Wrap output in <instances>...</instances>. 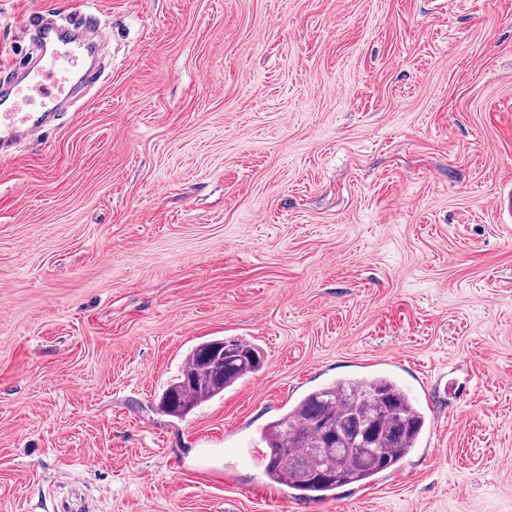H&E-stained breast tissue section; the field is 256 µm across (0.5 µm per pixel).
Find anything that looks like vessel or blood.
<instances>
[{"label":"vessel or blood","mask_w":512,"mask_h":512,"mask_svg":"<svg viewBox=\"0 0 512 512\" xmlns=\"http://www.w3.org/2000/svg\"><path fill=\"white\" fill-rule=\"evenodd\" d=\"M39 54L11 66V88L0 96V158L21 140L30 141L47 130L63 101L95 85L101 72L92 65L96 45L90 34L99 32L97 16L82 6L70 10L69 24L52 25L38 18L32 23Z\"/></svg>","instance_id":"obj_1"}]
</instances>
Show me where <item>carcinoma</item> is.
<instances>
[{
  "label": "carcinoma",
  "instance_id": "obj_1",
  "mask_svg": "<svg viewBox=\"0 0 512 512\" xmlns=\"http://www.w3.org/2000/svg\"><path fill=\"white\" fill-rule=\"evenodd\" d=\"M264 363L263 350L241 337L202 342L186 355L161 405L182 417ZM424 426L420 407L395 378L338 379L305 393L270 425L265 474L304 499L322 500L394 468L419 447Z\"/></svg>",
  "mask_w": 512,
  "mask_h": 512
}]
</instances>
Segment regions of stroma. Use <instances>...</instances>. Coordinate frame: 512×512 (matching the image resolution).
Returning <instances> with one entry per match:
<instances>
[{
    "mask_svg": "<svg viewBox=\"0 0 512 512\" xmlns=\"http://www.w3.org/2000/svg\"><path fill=\"white\" fill-rule=\"evenodd\" d=\"M71 2L0 0V90ZM85 7L104 81L0 159V512H512V0ZM224 336L263 369L163 413ZM378 373L426 417L398 467L301 501L244 462Z\"/></svg>",
    "mask_w": 512,
    "mask_h": 512,
    "instance_id": "stroma-1",
    "label": "stroma"
}]
</instances>
